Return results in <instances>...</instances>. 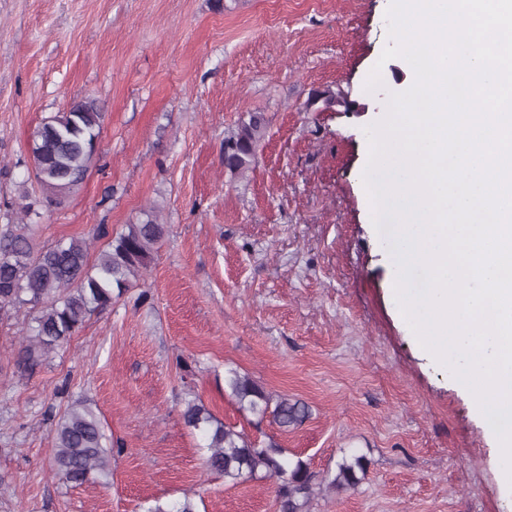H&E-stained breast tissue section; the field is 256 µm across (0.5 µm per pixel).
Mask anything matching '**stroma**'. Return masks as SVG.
Listing matches in <instances>:
<instances>
[{"label":"stroma","instance_id":"1","mask_svg":"<svg viewBox=\"0 0 512 512\" xmlns=\"http://www.w3.org/2000/svg\"><path fill=\"white\" fill-rule=\"evenodd\" d=\"M391 0H0V224L38 200L31 134L84 98L106 117L81 189L30 215L37 245L91 241L150 203L168 233L139 281L34 374L16 360L35 315L0 317V512H278L275 484L205 465L187 401L317 481L363 457L355 487L310 512H512L472 399L401 318L363 173L366 127L411 77L389 44ZM380 68L383 90L365 82ZM332 92L325 107L317 94ZM249 112L266 138L253 172L224 168V136ZM106 226L109 235L97 234ZM310 415L283 433L249 424L227 369ZM82 402L114 453L109 476L67 484L53 428Z\"/></svg>","mask_w":512,"mask_h":512}]
</instances>
